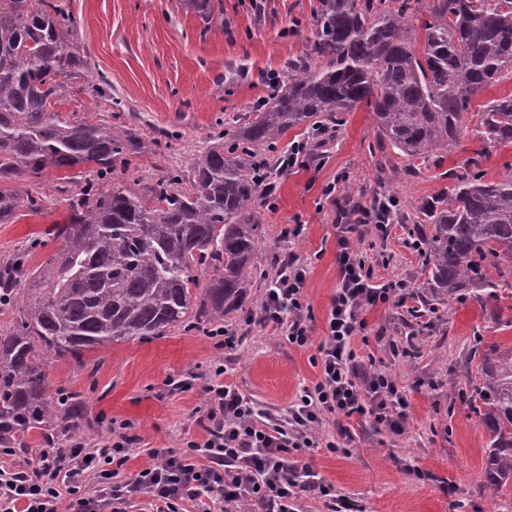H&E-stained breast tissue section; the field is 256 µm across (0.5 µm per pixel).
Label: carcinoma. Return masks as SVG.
Returning a JSON list of instances; mask_svg holds the SVG:
<instances>
[{
  "label": "carcinoma",
  "instance_id": "1",
  "mask_svg": "<svg viewBox=\"0 0 512 512\" xmlns=\"http://www.w3.org/2000/svg\"><path fill=\"white\" fill-rule=\"evenodd\" d=\"M73 0H0V182L38 185L51 171L80 191L68 222L46 234L62 241L42 264L0 262V295L26 297L0 334V447L31 450L23 434L49 430L58 453L81 444L87 406L54 392L52 358L85 365L84 354L163 336L177 326L224 323L253 287L263 236L261 192L250 157L291 127L336 120L364 103L375 139L414 166L448 153L472 99L512 72V0H431L416 52L412 0H319L307 54L242 126L218 132L191 164L134 191L112 179L148 145L123 125L70 120L57 111L67 85L90 71L81 54ZM93 96L115 108L99 74ZM480 148L453 175L446 195L421 207L430 225L421 251L431 310L472 301L486 310L512 269V164L484 180L489 151L512 145V95L482 105ZM112 183L106 193L100 185ZM38 199L0 189V223ZM205 270V284L196 272ZM27 285L23 289L20 284ZM470 407L489 434L486 486L497 497L512 483V349L492 343L477 368L464 367Z\"/></svg>",
  "mask_w": 512,
  "mask_h": 512
}]
</instances>
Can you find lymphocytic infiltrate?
<instances>
[{
	"label": "lymphocytic infiltrate",
	"mask_w": 512,
	"mask_h": 512,
	"mask_svg": "<svg viewBox=\"0 0 512 512\" xmlns=\"http://www.w3.org/2000/svg\"><path fill=\"white\" fill-rule=\"evenodd\" d=\"M400 201L394 196L370 204L336 209V263L338 286L326 313L317 347L320 375L304 388L289 409L287 423L258 422L252 403L235 387L221 383L223 366H215L214 379L205 388L208 437L186 442L183 449L162 455L129 482L116 483L113 465H120L132 450L126 433L113 431L101 448H76L69 467H61L55 453H45L32 474L0 477V512H56L61 495H68V512H125L132 499L151 498L155 512H183L193 503L198 512H227L242 504L248 512H298V499L307 492L319 498L334 497L308 466L299 465L291 449L316 448V434L324 414L373 417L375 424L394 434L404 430L407 400L391 377L372 372L359 375L352 348L364 329L362 313L380 303L404 302V285L375 283L365 259L356 251L352 235L370 231L380 240L393 237ZM307 269L303 260L289 254L276 260L268 278L259 321L270 325L289 343L305 347L311 342L310 307L304 288ZM95 472L96 488L83 489L85 472Z\"/></svg>",
	"instance_id": "f902f5d3"
}]
</instances>
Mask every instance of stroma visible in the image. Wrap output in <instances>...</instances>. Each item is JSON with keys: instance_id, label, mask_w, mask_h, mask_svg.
<instances>
[{"instance_id": "1", "label": "stroma", "mask_w": 512, "mask_h": 512, "mask_svg": "<svg viewBox=\"0 0 512 512\" xmlns=\"http://www.w3.org/2000/svg\"><path fill=\"white\" fill-rule=\"evenodd\" d=\"M212 2L215 25L208 31L182 0H73L83 53L134 111L133 133L144 141L169 139L168 147L134 157L119 173L128 187L171 167L189 169L198 150L220 130L243 125L255 103L271 95L274 82L286 79L289 60L306 52L318 0ZM475 123V117H465L448 156L417 161L405 173L392 149L375 148L367 107L341 113L333 139L311 145L310 159L280 176L274 207L261 209L265 236L254 256V286L243 310L224 321L239 338L235 350L221 347L209 328L174 327L162 336L87 353L82 368L68 360L47 365L53 387L81 393L87 402L85 447L111 439L113 424L126 423L135 443L117 477L129 481L154 453L204 441V388L219 363L226 368L224 383L255 404L260 420L282 419L299 391L319 376L316 344L338 283L335 205L347 199L366 205L393 195L401 204L395 237L384 244L367 234L353 244L376 282H404L411 296L401 307L386 303L366 310L352 348L364 370L385 373L404 390L405 430L395 435L369 420L327 414L320 436L336 442V451L305 448L293 457L347 497L352 512H512L511 486L496 504L488 502L487 432L468 408L461 372L480 342L512 347V298H502L496 319L471 302L429 313L425 273L413 248L426 230L414 221L420 207L447 192L449 171L479 147ZM331 183L332 199L323 193ZM57 184L53 173L37 186L7 184V191L40 197L42 209L21 211L0 224V258L22 253L35 268L59 248L46 230L66 221L77 187L61 190ZM297 222L301 238L283 240L282 230ZM286 251L307 264L313 343L306 347L250 320L275 255Z\"/></svg>"}]
</instances>
